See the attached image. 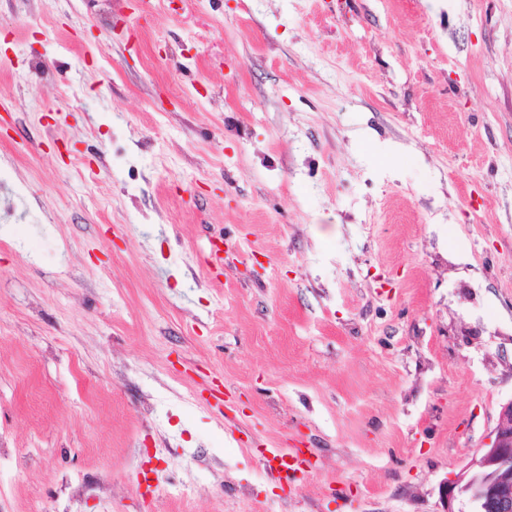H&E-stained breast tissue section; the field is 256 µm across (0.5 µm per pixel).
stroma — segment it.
<instances>
[{
  "label": "stroma",
  "instance_id": "35a3bbf8",
  "mask_svg": "<svg viewBox=\"0 0 512 512\" xmlns=\"http://www.w3.org/2000/svg\"><path fill=\"white\" fill-rule=\"evenodd\" d=\"M0 200V512H440L512 399V0H0ZM263 458L269 476L279 482L298 481L300 476H309L316 468L309 448H265Z\"/></svg>",
  "mask_w": 512,
  "mask_h": 512
}]
</instances>
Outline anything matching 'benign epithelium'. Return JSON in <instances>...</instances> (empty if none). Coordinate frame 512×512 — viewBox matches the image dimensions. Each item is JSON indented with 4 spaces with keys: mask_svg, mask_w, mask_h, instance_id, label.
Wrapping results in <instances>:
<instances>
[{
    "mask_svg": "<svg viewBox=\"0 0 512 512\" xmlns=\"http://www.w3.org/2000/svg\"><path fill=\"white\" fill-rule=\"evenodd\" d=\"M489 438L439 484L441 512H512V399L500 405Z\"/></svg>",
    "mask_w": 512,
    "mask_h": 512,
    "instance_id": "7a95c632",
    "label": "benign epithelium"
}]
</instances>
